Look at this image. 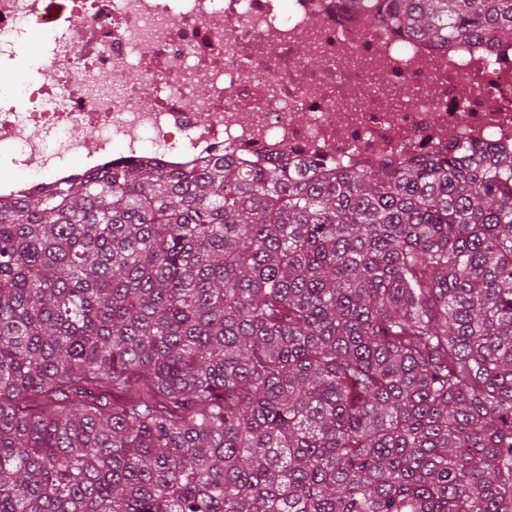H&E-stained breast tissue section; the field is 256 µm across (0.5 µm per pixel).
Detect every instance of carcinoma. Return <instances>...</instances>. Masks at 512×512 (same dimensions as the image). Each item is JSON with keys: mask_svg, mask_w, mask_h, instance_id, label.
<instances>
[{"mask_svg": "<svg viewBox=\"0 0 512 512\" xmlns=\"http://www.w3.org/2000/svg\"><path fill=\"white\" fill-rule=\"evenodd\" d=\"M386 17L512 42V0ZM0 512H512V156L0 199Z\"/></svg>", "mask_w": 512, "mask_h": 512, "instance_id": "carcinoma-1", "label": "carcinoma"}]
</instances>
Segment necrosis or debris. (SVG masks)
I'll use <instances>...</instances> for the list:
<instances>
[{
  "label": "necrosis or debris",
  "instance_id": "obj_1",
  "mask_svg": "<svg viewBox=\"0 0 512 512\" xmlns=\"http://www.w3.org/2000/svg\"><path fill=\"white\" fill-rule=\"evenodd\" d=\"M46 23L42 65L0 88L4 199L146 160L332 171L462 145L512 152L506 43L422 41L345 0H0V57ZM141 81L159 87L151 105L136 102Z\"/></svg>",
  "mask_w": 512,
  "mask_h": 512
}]
</instances>
